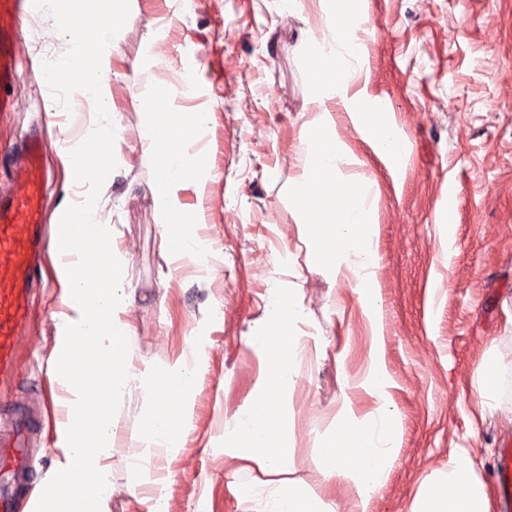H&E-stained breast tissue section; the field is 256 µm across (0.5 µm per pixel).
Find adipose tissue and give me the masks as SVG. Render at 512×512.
<instances>
[{
  "instance_id": "ef3b65f1",
  "label": "adipose tissue",
  "mask_w": 512,
  "mask_h": 512,
  "mask_svg": "<svg viewBox=\"0 0 512 512\" xmlns=\"http://www.w3.org/2000/svg\"><path fill=\"white\" fill-rule=\"evenodd\" d=\"M345 50L341 41L317 44L312 54V78L318 101L345 97L354 72L344 56ZM356 117L374 152L391 170L402 171L406 158L398 151L399 137L386 101L360 100ZM147 152L155 163L151 193L159 209L169 211L173 185L194 175V165L187 153L185 122L175 120L162 127L151 137ZM298 153L304 162V174L297 186L295 202L309 219L317 255L320 260L334 261L337 273L354 282L362 310L371 312L376 292L374 236L377 230L372 185L341 174L340 165L346 153L337 144L325 116L305 125ZM253 344L268 349L275 365L270 374L273 384L280 387L289 382L291 359L301 348L299 337L284 335L271 345L259 336ZM189 387V379L182 372L152 378L146 385V392L157 400L147 427L153 454L169 458L180 446L187 414L183 397ZM279 418L276 400L269 389H262L258 404L233 420V431L243 441L235 450V457L254 462L265 473L277 475L272 512H334L299 485L284 480L289 457L287 449L278 447L274 441ZM396 441L393 422L383 420L363 427L347 416L338 420L335 445L322 451L324 476L331 484L354 486L353 512H368L372 493L383 484ZM411 512H493V502L471 462L464 459L423 484L412 502Z\"/></svg>"
}]
</instances>
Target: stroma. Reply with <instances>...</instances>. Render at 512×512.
Returning <instances> with one entry per match:
<instances>
[{"label": "stroma", "mask_w": 512, "mask_h": 512, "mask_svg": "<svg viewBox=\"0 0 512 512\" xmlns=\"http://www.w3.org/2000/svg\"><path fill=\"white\" fill-rule=\"evenodd\" d=\"M130 6L135 20L117 35L106 73L121 128L117 168L96 207L122 260V317L136 348V378L110 427L107 512H149L129 493L137 482L154 487L153 470L131 463L133 449L148 445L156 406L142 382L181 367L192 378L187 433L159 461L169 478L158 504L164 512H263L269 475L242 469L226 451L239 445L232 419L271 372L252 340L270 332L277 295L293 297L302 313L291 328L302 344L292 381L276 393L288 479L351 512L353 488L327 483L319 455L335 443L345 412L363 424L388 419L398 430L369 512H410L421 483L464 453L491 483L500 442L512 436V0H361L362 21L345 35L358 68L348 92L387 100L407 149L396 176L344 102L313 99V41L335 26L327 0ZM68 47L49 16L24 20L12 109L0 120V150L34 130L48 142L51 224L63 201L79 198L61 155L95 124L91 103L59 111L43 78L42 60ZM323 111L351 157L342 174L372 182L376 195L377 292L368 315L352 282L317 259L293 203L303 124ZM187 113L198 116L187 146L196 177L172 190L165 219L149 190L155 168L145 135ZM179 234L195 238L193 249L162 246L163 236ZM57 265L46 250L18 361L30 386L10 397L43 416L31 445L47 471L66 396L52 355L65 310ZM487 359L500 404L490 415L482 412ZM376 361L386 381L381 400L367 381ZM236 482L253 485L251 499L234 494Z\"/></svg>", "instance_id": "35a3bbf8"}]
</instances>
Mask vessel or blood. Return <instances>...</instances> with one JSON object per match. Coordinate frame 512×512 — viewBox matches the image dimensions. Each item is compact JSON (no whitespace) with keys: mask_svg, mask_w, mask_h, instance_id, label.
<instances>
[{"mask_svg":"<svg viewBox=\"0 0 512 512\" xmlns=\"http://www.w3.org/2000/svg\"><path fill=\"white\" fill-rule=\"evenodd\" d=\"M26 9L27 0H0V89L17 78L12 45ZM46 150L37 132L10 150L9 164L24 189L0 195V381L4 383L15 379L20 332L30 315L34 262L46 238L47 173L42 163ZM37 424L35 417L20 409L9 429L0 431V512H16L19 496L31 494L37 486L38 473L28 446ZM491 476L505 512H512L511 446L499 449Z\"/></svg>","mask_w":512,"mask_h":512,"instance_id":"obj_1","label":"vessel or blood"}]
</instances>
